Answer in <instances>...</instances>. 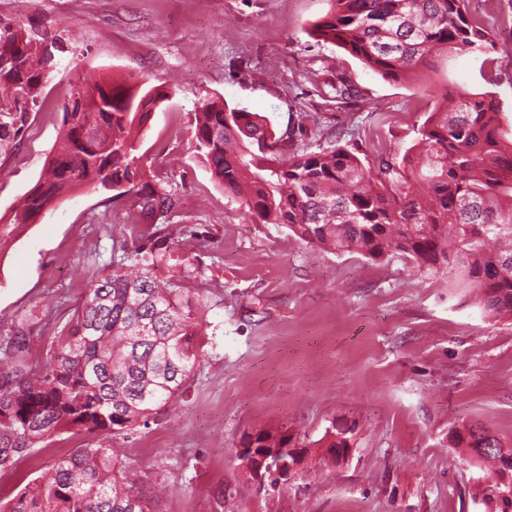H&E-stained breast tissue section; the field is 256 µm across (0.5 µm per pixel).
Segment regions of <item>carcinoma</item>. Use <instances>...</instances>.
Masks as SVG:
<instances>
[{
  "label": "carcinoma",
  "instance_id": "cac0c4a2",
  "mask_svg": "<svg viewBox=\"0 0 512 512\" xmlns=\"http://www.w3.org/2000/svg\"><path fill=\"white\" fill-rule=\"evenodd\" d=\"M330 2L312 35L385 78L424 77L431 59L482 53L490 43L491 28L468 0ZM50 62L23 26H0V147L22 136ZM331 88L338 99L360 98L347 76ZM165 99L147 82L75 84L37 183L0 223L2 246L62 194L110 183L153 238L112 253L40 360H27L22 334L0 340V472L62 434L93 436L14 496L0 497V512H157L153 496L124 477L112 440L149 428L184 390L201 363L198 336L208 310L200 289L185 287L201 275L197 235L162 221L175 192L151 182L137 163L134 126ZM305 118L321 129L323 143L285 157V139L264 116L208 98L196 108L192 144L251 223L283 225L311 245L370 260L402 256L455 280L489 313L512 317V121L495 99L443 88L401 161L376 167L348 145L345 126ZM160 265L173 270L165 281L155 275ZM291 442L260 431L244 434L241 445ZM455 444L500 474L512 472V459L495 452L501 443L482 426L464 428Z\"/></svg>",
  "mask_w": 512,
  "mask_h": 512
}]
</instances>
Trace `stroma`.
Masks as SVG:
<instances>
[{
	"instance_id": "1",
	"label": "stroma",
	"mask_w": 512,
	"mask_h": 512,
	"mask_svg": "<svg viewBox=\"0 0 512 512\" xmlns=\"http://www.w3.org/2000/svg\"><path fill=\"white\" fill-rule=\"evenodd\" d=\"M329 0H0V24H23L63 46L22 139L0 149V218L38 181L61 130L62 107L85 75L149 77L168 98L144 125V168L169 181L171 223L201 233L197 258L209 311L202 362L149 428L115 439L159 512H501V476L455 447L457 430L485 426L512 448V322L487 318L465 289L405 259L371 261L310 245L287 227L244 217L192 146L199 100L265 116L276 134L316 146L303 113L351 124L350 144L377 162L402 157L449 87L491 94L512 118V0H470L492 27L489 55L449 56L430 84L382 77L312 27ZM495 61L485 69V58ZM360 104L332 96L337 75ZM129 202L83 187L0 246V337L26 320L31 357L69 319L112 249L146 237ZM349 429L347 461L319 441ZM285 432L309 456L278 491L240 469L247 433ZM61 436L0 472V496L88 443ZM231 484L236 495L219 501Z\"/></svg>"
}]
</instances>
